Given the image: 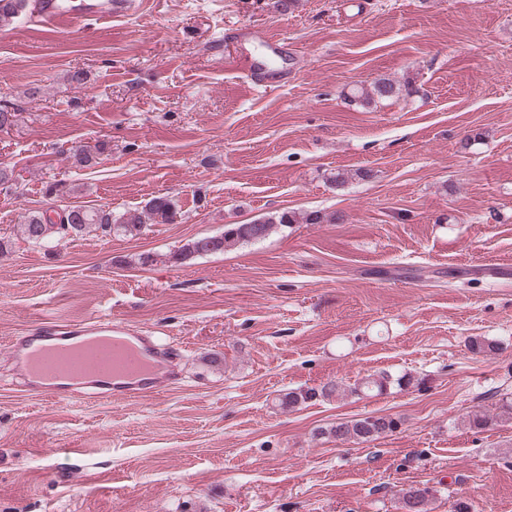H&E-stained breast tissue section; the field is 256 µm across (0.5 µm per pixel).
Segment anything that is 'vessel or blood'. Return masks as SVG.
Listing matches in <instances>:
<instances>
[{"label": "vessel or blood", "instance_id": "1", "mask_svg": "<svg viewBox=\"0 0 512 512\" xmlns=\"http://www.w3.org/2000/svg\"><path fill=\"white\" fill-rule=\"evenodd\" d=\"M132 0H36L37 25L53 29L108 23L131 10ZM12 359L27 392L68 402L88 395L106 400L150 398L180 381L176 350L136 333L122 320L55 323L11 342Z\"/></svg>", "mask_w": 512, "mask_h": 512}]
</instances>
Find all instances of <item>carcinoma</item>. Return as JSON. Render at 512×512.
<instances>
[{"label":"carcinoma","instance_id":"cac0c4a2","mask_svg":"<svg viewBox=\"0 0 512 512\" xmlns=\"http://www.w3.org/2000/svg\"><path fill=\"white\" fill-rule=\"evenodd\" d=\"M27 5V0H0V25L9 24L18 12ZM402 97V88L395 82L379 78L368 86L353 89L352 98L371 102L376 98L390 99ZM46 211H31L18 225L22 240L40 245L57 236L64 237L70 233L80 234L90 227H95L106 234L116 233L131 235L140 231L143 224H174L179 217L175 201L168 196L152 198L143 209H128L118 215L102 208H86L70 206L58 214V222L48 223ZM298 217L294 212H282L266 216L249 224H229L224 233L215 236H203L183 245L172 259L183 263L196 256L220 253L241 244L257 241L269 235L277 224H294ZM399 389L418 388L424 379L411 373L397 377L388 374L368 375L347 387L327 384L320 389H290L277 397L278 406L294 411L304 404L318 399H328L333 395L362 396L374 392L381 393L391 385ZM512 419V402H505L501 411L496 414L479 413L469 416V426L474 429H486L500 419ZM400 421L390 416H365L348 422L338 423L325 430V433L338 442L354 441L358 444L372 442L384 435L395 432ZM433 498L432 489L424 486H410L399 492V500L403 512H430Z\"/></svg>","mask_w":512,"mask_h":512}]
</instances>
